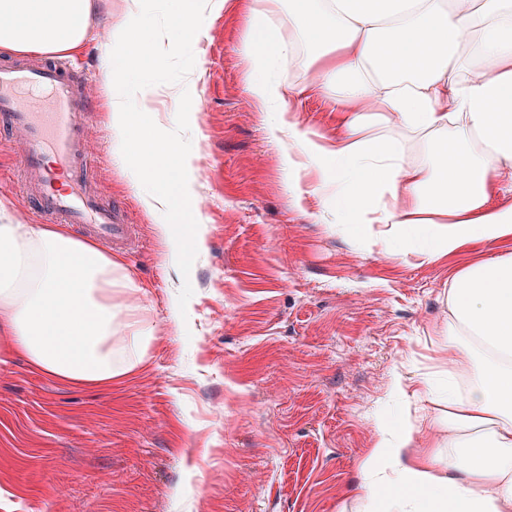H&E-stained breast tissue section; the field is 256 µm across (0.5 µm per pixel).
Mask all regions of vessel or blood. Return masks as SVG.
<instances>
[{"mask_svg":"<svg viewBox=\"0 0 512 512\" xmlns=\"http://www.w3.org/2000/svg\"><path fill=\"white\" fill-rule=\"evenodd\" d=\"M85 80L59 58L0 62V129L25 147L15 176L27 206L122 249L132 243V226L125 206L105 200L91 173L86 145L93 104Z\"/></svg>","mask_w":512,"mask_h":512,"instance_id":"b4317fda","label":"vessel or blood"}]
</instances>
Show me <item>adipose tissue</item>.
I'll return each mask as SVG.
<instances>
[{"instance_id": "ef3b65f1", "label": "adipose tissue", "mask_w": 512, "mask_h": 512, "mask_svg": "<svg viewBox=\"0 0 512 512\" xmlns=\"http://www.w3.org/2000/svg\"><path fill=\"white\" fill-rule=\"evenodd\" d=\"M266 2L130 0L104 34L112 152L147 212L174 210L190 158L179 135L158 134L155 102L183 90L134 77L198 37L204 11L246 7L249 91L276 109L268 133L297 203L331 200L333 226L363 251L453 264L434 326L448 377L393 375L390 396L427 415L377 424L357 512H512V204L491 203L512 181V0ZM281 3L284 42L270 25ZM95 11L96 0H0V51L80 52ZM287 52L336 106L333 134L285 107L274 64ZM137 290L111 254L22 223L0 197V332L36 369L108 387L141 366L157 329Z\"/></svg>"}]
</instances>
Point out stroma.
<instances>
[{"instance_id": "stroma-1", "label": "stroma", "mask_w": 512, "mask_h": 512, "mask_svg": "<svg viewBox=\"0 0 512 512\" xmlns=\"http://www.w3.org/2000/svg\"><path fill=\"white\" fill-rule=\"evenodd\" d=\"M245 16L213 17L143 82H195L160 98L159 134L184 129L195 191L148 214L112 156L102 39L73 63L95 110L88 150L106 197L126 204L142 248L115 253L159 327L145 363L108 388L38 371L0 334V512H336L364 482L359 458L389 397L394 369L433 372L449 267L358 250L327 230L317 203L295 206L273 112L248 91ZM278 66L286 103L311 128L336 109ZM189 243L169 265L155 225ZM204 244L192 245L191 225Z\"/></svg>"}]
</instances>
